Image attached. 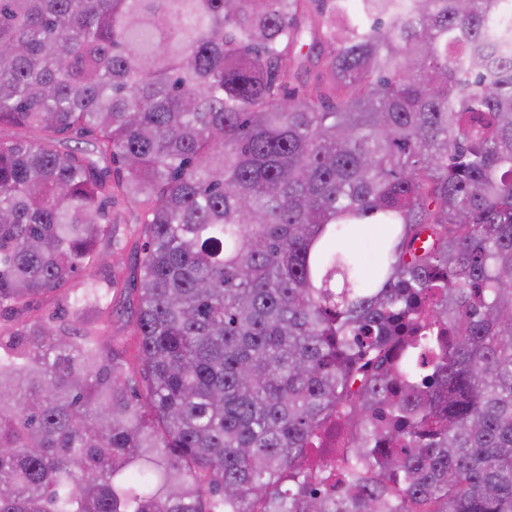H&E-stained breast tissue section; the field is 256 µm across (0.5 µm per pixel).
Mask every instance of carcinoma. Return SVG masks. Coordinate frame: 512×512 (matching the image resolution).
Here are the masks:
<instances>
[{
	"mask_svg": "<svg viewBox=\"0 0 512 512\" xmlns=\"http://www.w3.org/2000/svg\"><path fill=\"white\" fill-rule=\"evenodd\" d=\"M504 2L0 0V312L84 276L0 330V512H512ZM119 197L142 392L87 321ZM138 206L130 200L117 199L112 204V218H115L116 236L112 244V257L106 256L95 268L97 276L103 278L108 270V264L112 262V270L117 266L124 268L126 276L139 265L142 258V239L137 236L135 225L139 216ZM349 250L354 255L363 274H368L377 257V244L373 232L366 230L359 238L350 240ZM81 282L82 279H76L72 285L73 288H71L69 291L62 292V293H52L44 295L39 299V307L41 313L45 318L51 317L52 315L56 314L57 316H62L65 318L67 322H71L75 318L74 309L71 306L72 302V295L74 292L81 289ZM71 295V298L69 300V296ZM66 296L68 299H66ZM343 423L336 419V414L332 415L314 444L312 456L323 462H333L336 460V448H339L336 442V429L343 431ZM341 431V432H342Z\"/></svg>",
	"mask_w": 512,
	"mask_h": 512,
	"instance_id": "1",
	"label": "carcinoma"
}]
</instances>
